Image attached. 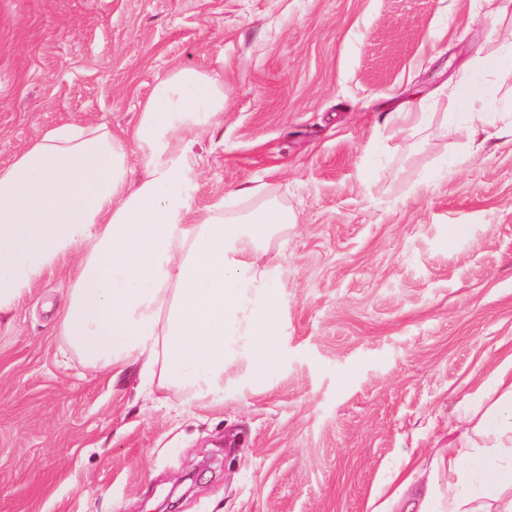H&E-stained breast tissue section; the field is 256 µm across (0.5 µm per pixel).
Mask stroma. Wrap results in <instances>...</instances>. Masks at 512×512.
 Segmentation results:
<instances>
[{
  "label": "stroma",
  "mask_w": 512,
  "mask_h": 512,
  "mask_svg": "<svg viewBox=\"0 0 512 512\" xmlns=\"http://www.w3.org/2000/svg\"><path fill=\"white\" fill-rule=\"evenodd\" d=\"M512 0H0V164L74 119L132 125L177 68L223 82L197 205L260 186L295 222L280 361L224 394L62 358L68 255L0 319V512H408L512 356V142L448 126ZM421 127L382 126L402 104ZM464 232L450 234L451 225Z\"/></svg>",
  "instance_id": "stroma-1"
}]
</instances>
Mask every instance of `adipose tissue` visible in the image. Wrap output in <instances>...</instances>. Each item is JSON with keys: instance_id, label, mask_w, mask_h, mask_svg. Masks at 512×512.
I'll list each match as a JSON object with an SVG mask.
<instances>
[{"instance_id": "obj_1", "label": "adipose tissue", "mask_w": 512, "mask_h": 512, "mask_svg": "<svg viewBox=\"0 0 512 512\" xmlns=\"http://www.w3.org/2000/svg\"><path fill=\"white\" fill-rule=\"evenodd\" d=\"M223 120V84L179 68L132 127L64 123L0 165V318L76 253L59 328L82 363L117 375L138 363L218 395L228 343L244 336L264 379L279 359L281 289L251 255L293 216L259 187L195 204L205 159L194 145ZM487 399L448 450L444 495L427 488L418 512H476L477 500L512 512V377L495 374Z\"/></svg>"}]
</instances>
